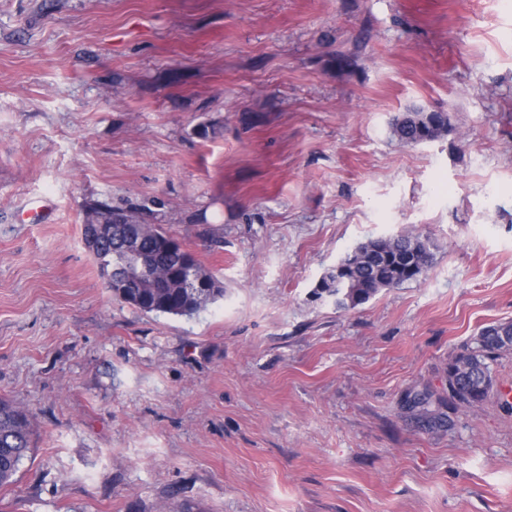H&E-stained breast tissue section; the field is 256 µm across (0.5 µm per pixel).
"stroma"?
<instances>
[{"label": "stroma", "mask_w": 512, "mask_h": 512, "mask_svg": "<svg viewBox=\"0 0 512 512\" xmlns=\"http://www.w3.org/2000/svg\"><path fill=\"white\" fill-rule=\"evenodd\" d=\"M443 111L410 145L395 116ZM137 209L224 290L113 297L82 226ZM421 276L337 307L368 240ZM512 0H0V512H512ZM475 346L448 363V395L464 405L485 402L491 394V363L512 350V321L483 327ZM35 447L29 413L0 397V487L13 483L20 462Z\"/></svg>", "instance_id": "35a3bbf8"}]
</instances>
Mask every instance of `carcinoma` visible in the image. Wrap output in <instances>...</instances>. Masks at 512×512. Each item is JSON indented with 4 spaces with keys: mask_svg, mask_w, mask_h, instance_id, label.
<instances>
[{
    "mask_svg": "<svg viewBox=\"0 0 512 512\" xmlns=\"http://www.w3.org/2000/svg\"><path fill=\"white\" fill-rule=\"evenodd\" d=\"M133 225H116L108 240L96 243L100 267H109L121 260L112 254V243L125 242L133 231L134 247L144 254L153 268L166 278H153L139 288L117 291L114 297L145 313L174 316L192 315L224 295L216 280H211L208 295L190 300L183 292L180 277L185 275V252L163 250L159 241L169 234L159 224H150L138 211L123 216ZM433 254L418 236L397 235L371 239L352 250L340 262L352 306L369 300L382 288H396L415 281L432 263ZM512 350V321L483 327L474 347L456 355L448 363V395L464 405L485 402L491 394V363ZM35 448L34 429L29 413L12 400L0 397V487L13 483L19 464Z\"/></svg>",
    "mask_w": 512,
    "mask_h": 512,
    "instance_id": "1",
    "label": "carcinoma"
}]
</instances>
